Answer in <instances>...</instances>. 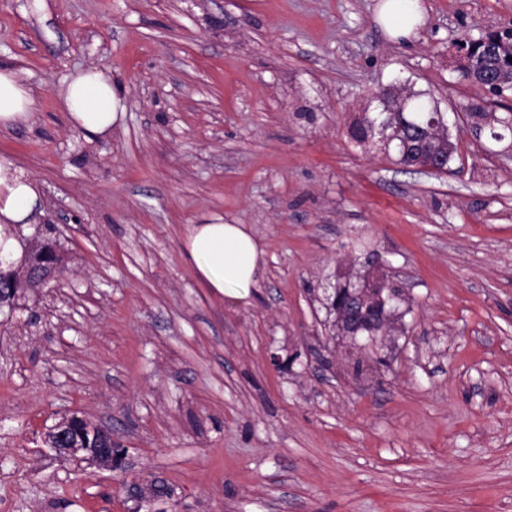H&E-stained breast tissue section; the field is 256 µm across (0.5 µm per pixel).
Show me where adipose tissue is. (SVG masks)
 Listing matches in <instances>:
<instances>
[{
  "label": "adipose tissue",
  "mask_w": 512,
  "mask_h": 512,
  "mask_svg": "<svg viewBox=\"0 0 512 512\" xmlns=\"http://www.w3.org/2000/svg\"><path fill=\"white\" fill-rule=\"evenodd\" d=\"M376 20L394 41L407 40L423 21L418 0H382ZM60 105L71 126L90 135L111 133L121 110L112 76L85 68L65 77L58 88ZM36 110L31 89L8 67H0V130L27 122ZM42 206L39 184L11 158L0 155V230L28 225ZM184 256L212 293L234 306L245 301L263 276L264 252L243 224L213 217L208 224L186 225Z\"/></svg>",
  "instance_id": "ef3b65f1"
}]
</instances>
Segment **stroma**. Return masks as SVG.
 <instances>
[{"instance_id": "obj_1", "label": "stroma", "mask_w": 512, "mask_h": 512, "mask_svg": "<svg viewBox=\"0 0 512 512\" xmlns=\"http://www.w3.org/2000/svg\"><path fill=\"white\" fill-rule=\"evenodd\" d=\"M46 2L0 0V65L38 103L0 154L39 182L64 264L0 313V512H512V147L469 117L512 94L462 81L455 48L512 28V0H419L406 44L380 0ZM87 67L124 107L104 138L57 96ZM399 82L445 112L446 174L350 142ZM214 215L265 252L239 306L184 258ZM369 252L406 291L376 352L321 303ZM73 414L122 468L48 448ZM154 481L172 496L144 502Z\"/></svg>"}]
</instances>
